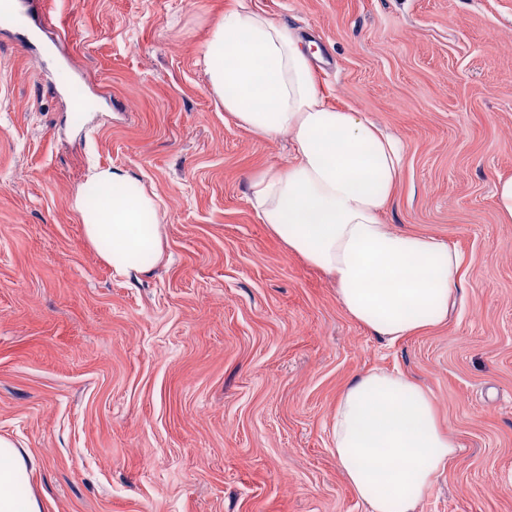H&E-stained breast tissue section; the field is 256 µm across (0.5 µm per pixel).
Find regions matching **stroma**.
Returning a JSON list of instances; mask_svg holds the SVG:
<instances>
[{
	"label": "stroma",
	"instance_id": "1",
	"mask_svg": "<svg viewBox=\"0 0 512 512\" xmlns=\"http://www.w3.org/2000/svg\"><path fill=\"white\" fill-rule=\"evenodd\" d=\"M324 56L327 105L404 145L383 221L461 256L442 324L387 345L253 208L290 159L204 73L235 0H43L0 35V436L43 512H367L332 454L371 369L428 389L461 446L419 512H512V0H251ZM88 97L75 114L71 97ZM162 201L164 252L116 275L73 207L93 166ZM496 205L501 222L512 223V177L499 179L495 190Z\"/></svg>",
	"mask_w": 512,
	"mask_h": 512
}]
</instances>
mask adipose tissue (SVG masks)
Segmentation results:
<instances>
[{
	"label": "adipose tissue",
	"instance_id": "adipose-tissue-1",
	"mask_svg": "<svg viewBox=\"0 0 512 512\" xmlns=\"http://www.w3.org/2000/svg\"><path fill=\"white\" fill-rule=\"evenodd\" d=\"M211 90L239 124L267 137L290 133L293 161L251 184L252 201L289 251L328 273L345 312L394 345L440 323L456 298L461 260L436 237L396 232L382 215L397 186L403 147L350 108H333L314 80L300 34L254 12L248 0L226 14L203 55ZM91 244L124 277L161 258V200L126 170L93 168L74 194ZM333 454L369 512H418L436 474L459 446L438 428L432 396L400 372L356 377L336 402ZM28 465L0 436V512H42L20 496Z\"/></svg>",
	"mask_w": 512,
	"mask_h": 512
}]
</instances>
